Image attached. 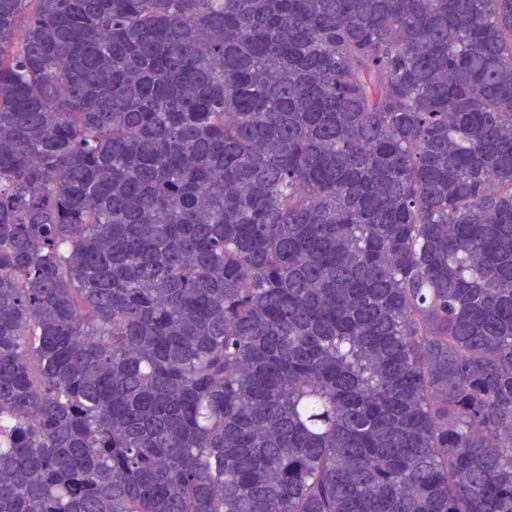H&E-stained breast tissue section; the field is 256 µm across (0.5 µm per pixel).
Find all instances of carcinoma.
I'll use <instances>...</instances> for the list:
<instances>
[{"instance_id": "carcinoma-1", "label": "carcinoma", "mask_w": 512, "mask_h": 512, "mask_svg": "<svg viewBox=\"0 0 512 512\" xmlns=\"http://www.w3.org/2000/svg\"><path fill=\"white\" fill-rule=\"evenodd\" d=\"M0 512H512V0H0Z\"/></svg>"}]
</instances>
